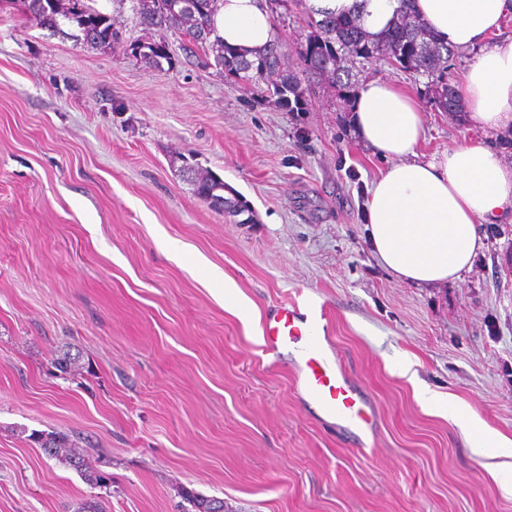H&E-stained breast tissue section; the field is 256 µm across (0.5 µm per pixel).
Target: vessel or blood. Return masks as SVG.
<instances>
[{
  "label": "vessel or blood",
  "mask_w": 512,
  "mask_h": 512,
  "mask_svg": "<svg viewBox=\"0 0 512 512\" xmlns=\"http://www.w3.org/2000/svg\"><path fill=\"white\" fill-rule=\"evenodd\" d=\"M263 334L269 350L286 347L299 351L294 365L296 384L324 418L349 423L364 433L373 431L375 411L371 402L353 389L339 360L329 358L322 337L307 325L297 304H281L265 319Z\"/></svg>",
  "instance_id": "vessel-or-blood-1"
}]
</instances>
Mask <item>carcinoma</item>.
Segmentation results:
<instances>
[{
    "label": "carcinoma",
    "instance_id": "carcinoma-1",
    "mask_svg": "<svg viewBox=\"0 0 512 512\" xmlns=\"http://www.w3.org/2000/svg\"><path fill=\"white\" fill-rule=\"evenodd\" d=\"M221 0H133L140 24L146 29L174 26L190 38L205 58L232 82H252L257 93L266 90L259 81L274 75L284 65L281 35L255 58L211 38V16ZM410 0H399V8L387 26L378 33L368 32L357 12L331 14L311 10L306 24L310 29L297 55L303 72L314 75L333 86L352 88V67L355 64L381 60L404 72H412L428 79L426 89L436 109L445 112L459 110L458 96L448 85V59L451 49L438 42L427 25L409 7ZM26 18L40 26L56 28L58 18L67 20L80 32L82 44L104 49L111 47L116 33L110 17L91 5V0H22ZM131 47L152 60L165 59L163 43H133ZM306 88L301 79L290 74L274 86L272 95L284 108L304 105ZM193 193L209 201V207L219 213H230L246 204L235 197L224 196V181L217 176L186 167ZM29 440L37 444L44 455L54 458L76 470L91 485L104 487L111 478L89 467L83 452L69 436L60 432H33ZM195 512H224V500L188 494Z\"/></svg>",
    "mask_w": 512,
    "mask_h": 512
}]
</instances>
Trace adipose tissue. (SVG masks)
Returning <instances> with one entry per match:
<instances>
[{
	"mask_svg": "<svg viewBox=\"0 0 512 512\" xmlns=\"http://www.w3.org/2000/svg\"><path fill=\"white\" fill-rule=\"evenodd\" d=\"M306 3L335 12L360 7L364 25L373 33L387 25L399 6L398 0ZM414 9L444 44L482 48L462 77L469 122L484 130L512 126V43L487 42L501 20L512 14V0H415ZM213 27L214 37L249 59L275 34L261 0H223ZM353 113L360 140L391 161L364 203L374 255L391 274L410 284L430 287L459 278L485 247L479 224L512 213V167L496 151L466 140L431 160L419 159L421 105L389 79L364 83ZM417 397L465 430L475 454L512 456V439L482 426L464 405L424 385Z\"/></svg>",
	"mask_w": 512,
	"mask_h": 512,
	"instance_id": "obj_1",
	"label": "adipose tissue"
}]
</instances>
